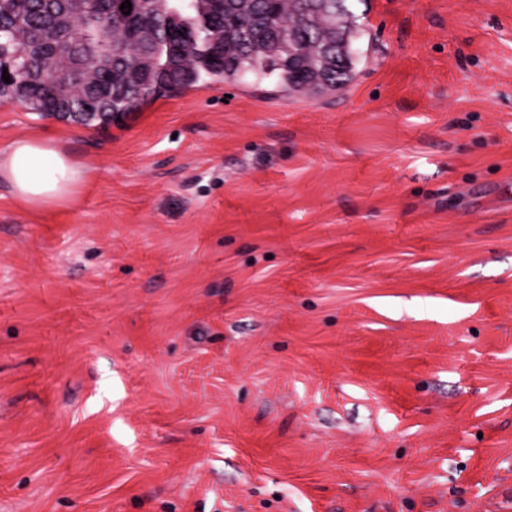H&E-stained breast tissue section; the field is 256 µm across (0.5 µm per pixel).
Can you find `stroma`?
Masks as SVG:
<instances>
[{
	"mask_svg": "<svg viewBox=\"0 0 512 512\" xmlns=\"http://www.w3.org/2000/svg\"><path fill=\"white\" fill-rule=\"evenodd\" d=\"M357 78L199 85L0 184V512H512V0H354ZM85 175L82 166L49 136L18 137L0 152V181L29 210L69 203Z\"/></svg>",
	"mask_w": 512,
	"mask_h": 512,
	"instance_id": "35a3bbf8",
	"label": "stroma"
}]
</instances>
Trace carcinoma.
<instances>
[{"instance_id":"obj_1","label":"carcinoma","mask_w":512,"mask_h":512,"mask_svg":"<svg viewBox=\"0 0 512 512\" xmlns=\"http://www.w3.org/2000/svg\"><path fill=\"white\" fill-rule=\"evenodd\" d=\"M341 2L342 14L352 22L350 28L331 29L334 12L309 9L306 0H249L242 9L196 20L194 39L183 47L184 59L175 70L168 67L165 53V18L179 9L183 0H161L146 6L135 2L131 15H148L156 36L152 77L142 86L128 73L147 53L146 39L139 31L128 35L129 23L113 17L111 0H86L87 9L77 23L80 34L96 36L110 31L130 42L127 56L112 63L107 106L86 100L81 85L67 106L56 108L47 90L20 83L0 85V105L18 101L40 114L64 112L65 119L85 126L105 124L104 111L124 116L172 90L207 81H235L248 73L260 80L275 74L290 93L317 98L347 87L355 78L354 61L343 52L342 41L360 27L359 16L351 10L350 0ZM6 12L14 20L6 19L0 25V55L13 57L20 65L24 62L20 53L51 35V16L41 8V0H0V16ZM216 42L224 44L223 53L212 51Z\"/></svg>"}]
</instances>
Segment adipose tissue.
Returning <instances> with one entry per match:
<instances>
[{
    "instance_id": "1",
    "label": "adipose tissue",
    "mask_w": 512,
    "mask_h": 512,
    "mask_svg": "<svg viewBox=\"0 0 512 512\" xmlns=\"http://www.w3.org/2000/svg\"><path fill=\"white\" fill-rule=\"evenodd\" d=\"M85 175L82 166L49 136L19 137L0 151V182L30 210L69 203Z\"/></svg>"
}]
</instances>
